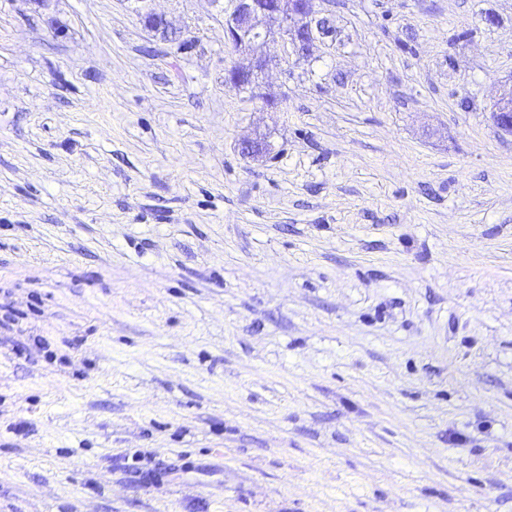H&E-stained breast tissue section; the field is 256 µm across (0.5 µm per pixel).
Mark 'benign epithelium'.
I'll list each match as a JSON object with an SVG mask.
<instances>
[{"mask_svg":"<svg viewBox=\"0 0 512 512\" xmlns=\"http://www.w3.org/2000/svg\"><path fill=\"white\" fill-rule=\"evenodd\" d=\"M141 18L147 30L169 33L163 16L148 12ZM318 33L322 30L314 0H233L224 16V42L246 55L248 63L229 68L225 81L242 89L256 86L271 62L269 43L279 39L285 54L306 57ZM491 115L498 128L512 134V86L500 94Z\"/></svg>","mask_w":512,"mask_h":512,"instance_id":"1","label":"benign epithelium"}]
</instances>
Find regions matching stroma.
<instances>
[{
  "instance_id": "35a3bbf8",
  "label": "stroma",
  "mask_w": 512,
  "mask_h": 512,
  "mask_svg": "<svg viewBox=\"0 0 512 512\" xmlns=\"http://www.w3.org/2000/svg\"><path fill=\"white\" fill-rule=\"evenodd\" d=\"M231 3L0 0V512H512V0ZM224 16V43L245 54L247 65L232 66L225 81L242 89L257 84L271 62L270 42L279 38L286 55L310 54L316 32L322 33L313 0H233ZM491 115L498 128L512 134V83L495 101Z\"/></svg>"
}]
</instances>
